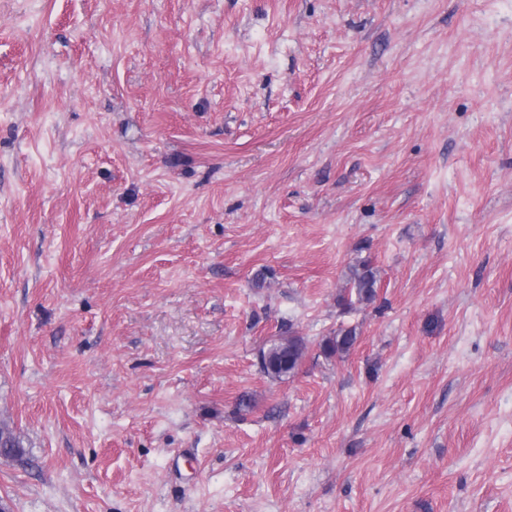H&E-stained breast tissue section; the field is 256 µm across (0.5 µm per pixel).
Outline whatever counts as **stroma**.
<instances>
[{
  "instance_id": "stroma-1",
  "label": "stroma",
  "mask_w": 512,
  "mask_h": 512,
  "mask_svg": "<svg viewBox=\"0 0 512 512\" xmlns=\"http://www.w3.org/2000/svg\"><path fill=\"white\" fill-rule=\"evenodd\" d=\"M0 424L7 512H512V0H0ZM351 283L353 286L350 290H355L358 302L371 303L375 300L377 277L368 263H363L359 268L354 269ZM285 341V342H283ZM304 357V346L296 336L280 338L267 351L262 352L261 369L271 378L295 374Z\"/></svg>"
}]
</instances>
